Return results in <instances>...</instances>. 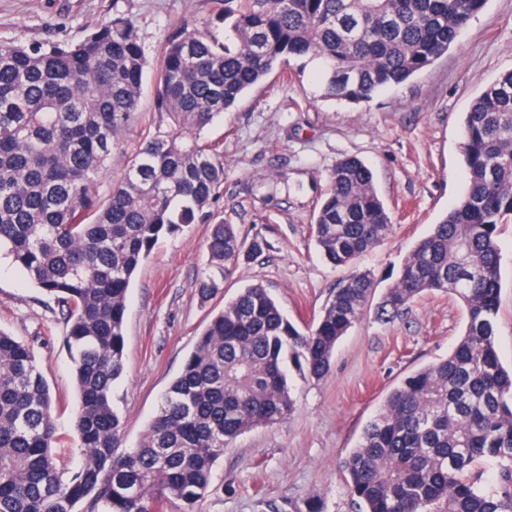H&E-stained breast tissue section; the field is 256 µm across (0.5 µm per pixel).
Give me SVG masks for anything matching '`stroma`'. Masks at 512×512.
Returning a JSON list of instances; mask_svg holds the SVG:
<instances>
[{
    "instance_id": "1",
    "label": "stroma",
    "mask_w": 512,
    "mask_h": 512,
    "mask_svg": "<svg viewBox=\"0 0 512 512\" xmlns=\"http://www.w3.org/2000/svg\"><path fill=\"white\" fill-rule=\"evenodd\" d=\"M119 10L130 16L148 57L183 20L223 25L215 0H0V43L76 41ZM512 69V0H488L457 47L407 82L371 101L321 98L317 66L296 82H263L205 134L224 145V186L211 209L239 225L262 252L242 258L219 292L201 302L209 227L191 225L162 240L129 291L125 372L116 387L123 445L135 447L160 397L181 371L209 320L238 291L263 285L288 318L310 325L345 277L315 247L310 222L336 161L370 164L392 229L361 256L384 291L415 243L462 197V117L471 101ZM502 291L496 342L512 365V224L501 227ZM376 302L336 347L329 375L294 377L295 413L239 436L216 463L209 493L194 512H271L272 504L322 499L326 512H355L344 461L387 395L414 370L445 358L462 334L466 310L428 291L402 316L377 319ZM0 329L28 343L59 408L58 431L73 426L77 393L64 347L66 324L56 302L30 287L11 257L0 254Z\"/></svg>"
}]
</instances>
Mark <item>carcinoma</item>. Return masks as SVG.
<instances>
[{"mask_svg":"<svg viewBox=\"0 0 512 512\" xmlns=\"http://www.w3.org/2000/svg\"><path fill=\"white\" fill-rule=\"evenodd\" d=\"M224 36L188 21L150 63L133 21L117 11L78 42L0 43V250L54 297L78 392L72 434L30 346L0 330V512H186L245 432L293 414L289 375L321 378L362 317L374 279L341 281L300 329L260 284L225 302L198 336L134 448L118 451L115 387L124 370L127 298L163 239L210 225L216 292L240 257L262 250L210 205L224 148L204 132L273 72L320 65L322 97L361 104L407 82L458 44L487 0H218ZM151 73L154 113L133 152ZM467 187L400 266L378 303L400 317L426 291L459 299L466 326L448 356L396 386L344 461L358 512H512V370L501 363L500 226L512 223V70L472 102L461 142ZM122 165L107 198L96 185ZM392 219L370 167L336 161L312 237L334 267L383 240ZM70 444L80 460L64 458Z\"/></svg>","mask_w":512,"mask_h":512,"instance_id":"1","label":"carcinoma"}]
</instances>
